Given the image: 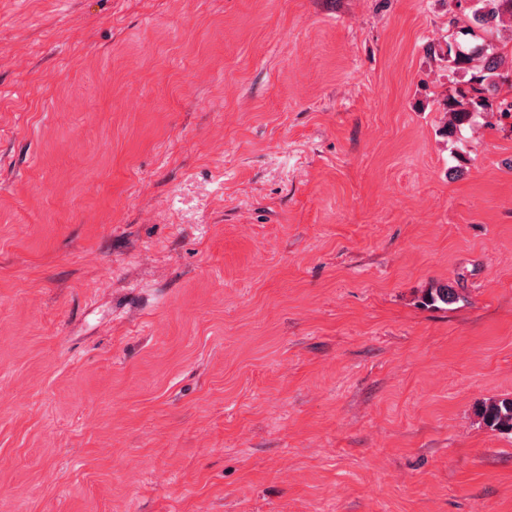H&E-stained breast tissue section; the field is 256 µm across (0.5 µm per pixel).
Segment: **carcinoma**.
<instances>
[{
	"instance_id": "obj_1",
	"label": "carcinoma",
	"mask_w": 512,
	"mask_h": 512,
	"mask_svg": "<svg viewBox=\"0 0 512 512\" xmlns=\"http://www.w3.org/2000/svg\"><path fill=\"white\" fill-rule=\"evenodd\" d=\"M468 20L481 27L485 37L474 48L454 49L447 44L446 57L454 70L468 76L457 95L447 99L445 110L452 114L450 125L444 129L451 134L469 121L476 112H498L512 117V101L498 97L500 82L512 79V47L500 40L503 27L512 29V0H469ZM455 293L443 286L431 289L423 303L434 306L449 304ZM483 422L493 430L512 433V399L490 398L478 411Z\"/></svg>"
}]
</instances>
